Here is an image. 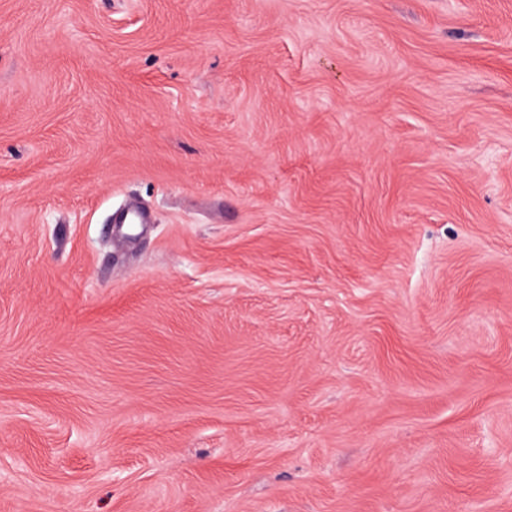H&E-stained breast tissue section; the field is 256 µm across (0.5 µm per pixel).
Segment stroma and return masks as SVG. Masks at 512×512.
Returning <instances> with one entry per match:
<instances>
[{
    "instance_id": "stroma-1",
    "label": "stroma",
    "mask_w": 512,
    "mask_h": 512,
    "mask_svg": "<svg viewBox=\"0 0 512 512\" xmlns=\"http://www.w3.org/2000/svg\"><path fill=\"white\" fill-rule=\"evenodd\" d=\"M0 512H512V0H0Z\"/></svg>"
}]
</instances>
